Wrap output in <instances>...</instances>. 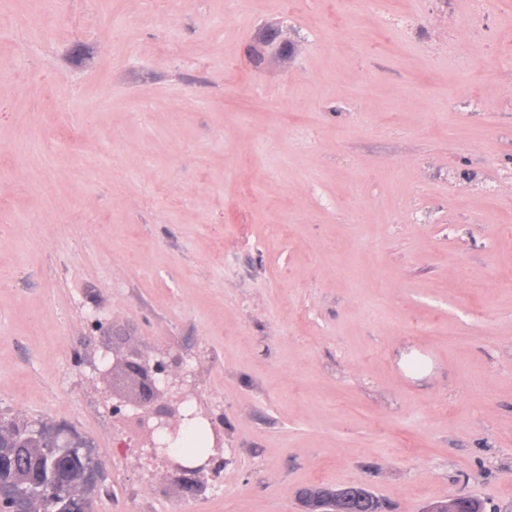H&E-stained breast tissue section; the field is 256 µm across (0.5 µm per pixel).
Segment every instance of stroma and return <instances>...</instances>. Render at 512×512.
<instances>
[{
  "instance_id": "1",
  "label": "stroma",
  "mask_w": 512,
  "mask_h": 512,
  "mask_svg": "<svg viewBox=\"0 0 512 512\" xmlns=\"http://www.w3.org/2000/svg\"><path fill=\"white\" fill-rule=\"evenodd\" d=\"M333 5L0 0V416L71 426L134 512H512V68L470 0H348L351 39ZM112 345L197 370L218 478L118 448ZM466 30L482 36L487 42H495V22L486 12L483 0H472L470 9L463 20ZM300 500L311 512H381L382 508L370 491L356 486L307 488L301 491Z\"/></svg>"
}]
</instances>
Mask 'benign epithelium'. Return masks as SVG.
Listing matches in <instances>:
<instances>
[{
  "instance_id": "7a95c632",
  "label": "benign epithelium",
  "mask_w": 512,
  "mask_h": 512,
  "mask_svg": "<svg viewBox=\"0 0 512 512\" xmlns=\"http://www.w3.org/2000/svg\"><path fill=\"white\" fill-rule=\"evenodd\" d=\"M105 362L97 370L100 378H112V415L122 423L132 424V434L125 446L136 460L159 461L172 473L178 486L188 483V477L203 479L218 476L226 465L224 451V425L222 418L206 414L213 434V454L204 463L187 467L176 461L171 449L162 444L169 436L177 438L191 416L186 403L197 394V372L186 367L182 355L168 350L154 353L140 350L103 354ZM25 432V447L54 460V473L39 478L34 485L39 492L64 496L63 512H87L85 486L91 480L83 449L86 441L65 426L30 427L18 416L0 426V448L15 447L16 430ZM29 456L0 453V473L14 475L27 469Z\"/></svg>"
}]
</instances>
